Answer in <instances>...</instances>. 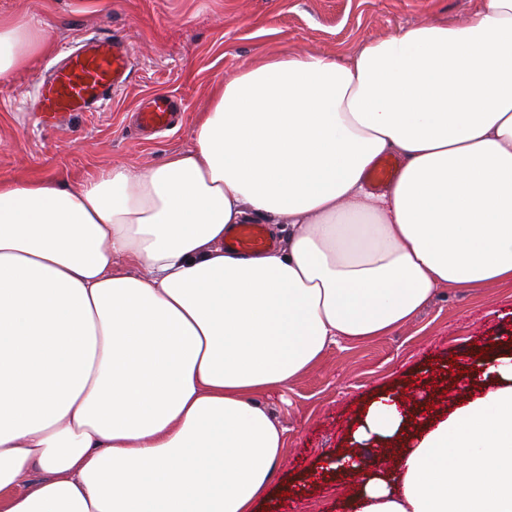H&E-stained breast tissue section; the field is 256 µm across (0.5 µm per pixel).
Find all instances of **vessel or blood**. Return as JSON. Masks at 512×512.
<instances>
[{
    "label": "vessel or blood",
    "instance_id": "vessel-or-blood-1",
    "mask_svg": "<svg viewBox=\"0 0 512 512\" xmlns=\"http://www.w3.org/2000/svg\"><path fill=\"white\" fill-rule=\"evenodd\" d=\"M129 74L130 55L124 39L112 33L93 36L80 50L68 55L44 84L41 124L52 127L75 113L92 111ZM172 117L171 102L158 99L150 109L139 113L138 122L142 129L152 131L169 126ZM397 176V165L387 157L378 159L368 172L369 181L376 186L385 185ZM272 245L262 224L236 225L224 239L226 250L242 255H257Z\"/></svg>",
    "mask_w": 512,
    "mask_h": 512
}]
</instances>
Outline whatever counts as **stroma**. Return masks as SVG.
I'll return each mask as SVG.
<instances>
[{"label":"stroma","mask_w":512,"mask_h":512,"mask_svg":"<svg viewBox=\"0 0 512 512\" xmlns=\"http://www.w3.org/2000/svg\"><path fill=\"white\" fill-rule=\"evenodd\" d=\"M475 0H0V11L38 18L52 54L0 85V178L40 174L75 187L113 165L139 170L190 147L212 83L252 57L357 51L424 23L456 24ZM124 37L132 68L92 112L59 128L38 126L39 86L57 52L96 33ZM154 96L182 103L177 125L149 138L133 112ZM512 352V282L479 290L441 287L417 317L386 336L330 347L285 390L257 403L285 429L284 450L263 512H346L353 486L330 461L355 420L385 391L431 393L438 409L455 371Z\"/></svg>","instance_id":"35a3bbf8"}]
</instances>
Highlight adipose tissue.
<instances>
[{
  "label": "adipose tissue",
  "instance_id": "adipose-tissue-1",
  "mask_svg": "<svg viewBox=\"0 0 512 512\" xmlns=\"http://www.w3.org/2000/svg\"><path fill=\"white\" fill-rule=\"evenodd\" d=\"M52 48L0 11V84ZM238 224L287 244L226 251ZM507 281L512 0L346 56L253 58L157 164L0 179V512H256L284 446L256 395L436 288ZM351 438L392 447L351 512H512V356L436 414L381 393ZM398 176V167L389 157H381L368 171V179L374 186H384Z\"/></svg>",
  "mask_w": 512,
  "mask_h": 512
}]
</instances>
